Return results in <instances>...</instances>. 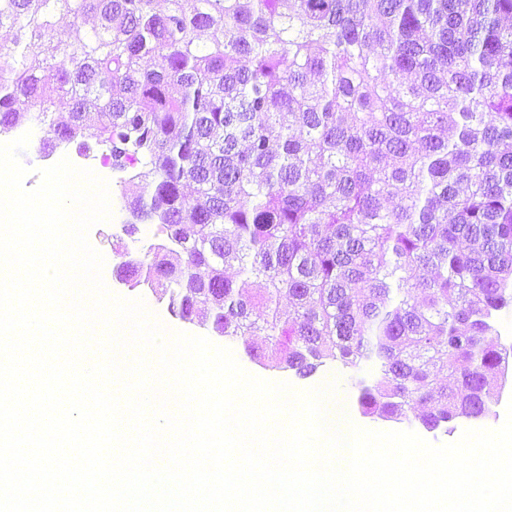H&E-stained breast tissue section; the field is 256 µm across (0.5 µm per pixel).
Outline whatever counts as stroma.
Wrapping results in <instances>:
<instances>
[{
  "label": "stroma",
  "mask_w": 512,
  "mask_h": 512,
  "mask_svg": "<svg viewBox=\"0 0 512 512\" xmlns=\"http://www.w3.org/2000/svg\"><path fill=\"white\" fill-rule=\"evenodd\" d=\"M109 188L113 194L111 221L94 225L89 232L91 244L102 253L105 259L103 278L107 288L113 294L128 298L143 299L148 309L161 321L162 324L174 331L192 335L211 337L214 344L225 346L232 350L237 362L248 373L272 382H288L300 391L317 387L327 378H335L337 382L336 395L341 400L357 402L360 390V380H371L374 375L372 366L362 364L356 367L342 365L341 362L332 361L319 368L317 373L308 378H301L294 372L281 370L267 365L266 362L252 359L247 352L248 347H259L263 344L262 337L253 336L249 341L232 340L212 335L208 327L189 323L173 316L166 300L160 299L152 288L144 282L131 284L119 281L115 269L124 257L143 258L148 247L159 244L160 239L151 232L149 222L138 224L133 235H125L122 226L129 220V213L121 205V186L119 183H110ZM353 420L358 426L379 431H411L424 440L433 444L453 443L458 441L463 432L468 429L497 428L506 418L501 405H494L490 414L479 419H461L453 422L451 429H437L430 431L418 422L384 421L376 417L362 415L360 411H353Z\"/></svg>",
  "instance_id": "stroma-1"
}]
</instances>
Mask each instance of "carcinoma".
<instances>
[{
	"label": "carcinoma",
	"instance_id": "cac0c4a2",
	"mask_svg": "<svg viewBox=\"0 0 512 512\" xmlns=\"http://www.w3.org/2000/svg\"><path fill=\"white\" fill-rule=\"evenodd\" d=\"M153 2L0 0L17 30L0 134L29 117L42 147L88 150L97 113L105 159L142 165L121 188L132 218L164 237L117 275L145 272L173 315L263 336L250 355L301 378L328 360L378 367L365 415L424 402L428 430L486 416L512 358L487 340L512 306V0ZM418 266L435 276L414 280ZM284 294L292 319H251ZM440 371L454 387L433 386Z\"/></svg>",
	"mask_w": 512,
	"mask_h": 512
}]
</instances>
